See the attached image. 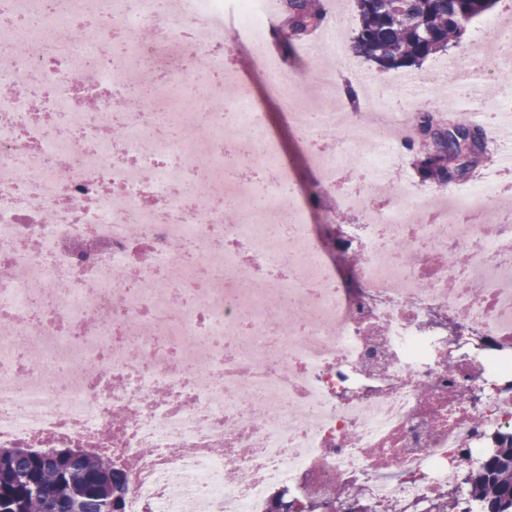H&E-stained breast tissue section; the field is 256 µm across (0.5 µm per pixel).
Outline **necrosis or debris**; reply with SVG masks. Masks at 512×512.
I'll return each mask as SVG.
<instances>
[{
	"label": "necrosis or debris",
	"instance_id": "4bbe7bcc",
	"mask_svg": "<svg viewBox=\"0 0 512 512\" xmlns=\"http://www.w3.org/2000/svg\"><path fill=\"white\" fill-rule=\"evenodd\" d=\"M280 0H0V448H97L128 473L124 512H482L462 483L512 431V213L500 184L416 189L389 205L385 161L412 106L357 123L333 65L345 13L314 65L257 53ZM477 80L512 56L486 20ZM27 52H17V44ZM253 62L311 146L316 188L357 214L341 287L306 196H269L279 164L251 93ZM200 128L213 183L189 176ZM339 135L358 149L344 188ZM239 221H224L226 208ZM180 269L168 263L172 240Z\"/></svg>",
	"mask_w": 512,
	"mask_h": 512
}]
</instances>
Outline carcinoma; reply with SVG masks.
Listing matches in <instances>:
<instances>
[{
	"label": "carcinoma",
	"instance_id": "1",
	"mask_svg": "<svg viewBox=\"0 0 512 512\" xmlns=\"http://www.w3.org/2000/svg\"><path fill=\"white\" fill-rule=\"evenodd\" d=\"M354 55L382 68H412L448 50L498 0H355ZM275 42L285 58L327 20L321 0H281ZM425 184L469 180L488 154L483 129L418 111L417 134L404 142ZM465 483L482 512H512V433L489 438ZM127 473L87 448H0V512H124Z\"/></svg>",
	"mask_w": 512,
	"mask_h": 512
}]
</instances>
